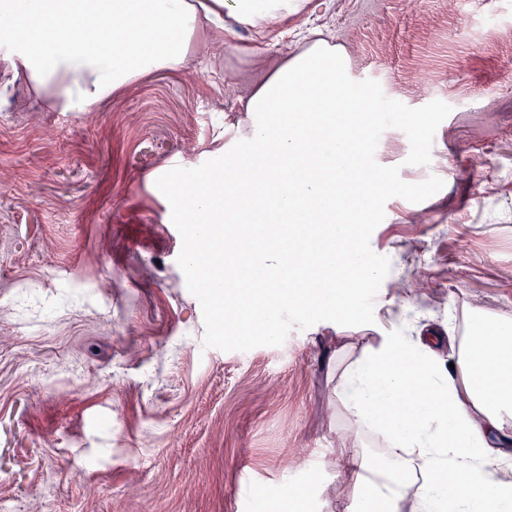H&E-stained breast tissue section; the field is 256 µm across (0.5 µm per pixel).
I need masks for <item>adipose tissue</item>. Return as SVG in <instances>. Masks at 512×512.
<instances>
[{
    "label": "adipose tissue",
    "instance_id": "adipose-tissue-1",
    "mask_svg": "<svg viewBox=\"0 0 512 512\" xmlns=\"http://www.w3.org/2000/svg\"><path fill=\"white\" fill-rule=\"evenodd\" d=\"M304 0H0V75L24 79L62 111L88 112L132 84L180 67L200 40L258 19L287 20ZM435 337L389 332L347 365L339 390L358 432L384 441L382 460L354 448L364 512H512V316L466 315L455 367ZM424 479L413 484L411 473Z\"/></svg>",
    "mask_w": 512,
    "mask_h": 512
}]
</instances>
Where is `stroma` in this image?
I'll use <instances>...</instances> for the list:
<instances>
[{
  "mask_svg": "<svg viewBox=\"0 0 512 512\" xmlns=\"http://www.w3.org/2000/svg\"><path fill=\"white\" fill-rule=\"evenodd\" d=\"M309 29L352 79L451 106L429 165H405L397 129L376 151L403 181L444 186L385 206L376 324L207 349L156 181L243 137L246 98ZM473 308L512 315V0H307L287 22L211 35L93 112L0 82V500L14 512H262L259 492L286 486L307 489L301 512H358L342 451L379 460L382 443L351 428L340 369L379 327L444 334Z\"/></svg>",
  "mask_w": 512,
  "mask_h": 512,
  "instance_id": "1",
  "label": "stroma"
}]
</instances>
